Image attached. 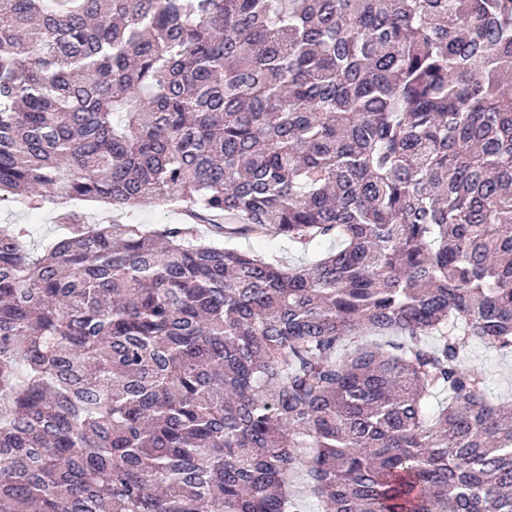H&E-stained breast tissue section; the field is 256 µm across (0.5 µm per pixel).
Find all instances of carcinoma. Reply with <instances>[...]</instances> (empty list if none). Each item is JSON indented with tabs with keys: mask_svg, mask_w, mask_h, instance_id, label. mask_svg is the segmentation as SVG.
Here are the masks:
<instances>
[{
	"mask_svg": "<svg viewBox=\"0 0 512 512\" xmlns=\"http://www.w3.org/2000/svg\"><path fill=\"white\" fill-rule=\"evenodd\" d=\"M38 186L191 222L0 230V512H512V0H0ZM197 225L199 230V237L205 241L215 242L220 245L236 248L240 251H245L253 254L260 255H273L277 256L286 264H303L311 263L319 256L320 253L328 249L336 248V242L325 241L316 245H311L305 250L302 248H295L288 246V240L281 237H236L231 240L217 239L216 236L211 235L209 226L206 223ZM467 364L484 372L487 394L494 401L512 400V352L474 344L468 351Z\"/></svg>",
	"mask_w": 512,
	"mask_h": 512,
	"instance_id": "1",
	"label": "carcinoma"
}]
</instances>
